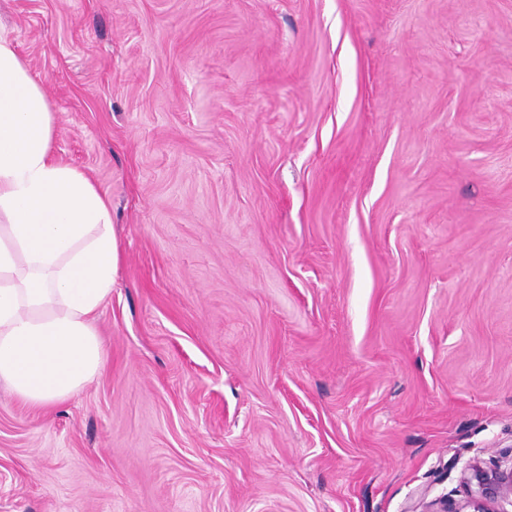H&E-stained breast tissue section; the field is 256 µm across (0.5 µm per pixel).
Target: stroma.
Segmentation results:
<instances>
[{
  "instance_id": "1",
  "label": "stroma",
  "mask_w": 512,
  "mask_h": 512,
  "mask_svg": "<svg viewBox=\"0 0 512 512\" xmlns=\"http://www.w3.org/2000/svg\"><path fill=\"white\" fill-rule=\"evenodd\" d=\"M112 203L99 376L0 385V512H423L512 466V0H0Z\"/></svg>"
}]
</instances>
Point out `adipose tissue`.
Masks as SVG:
<instances>
[{
  "instance_id": "ef3b65f1",
  "label": "adipose tissue",
  "mask_w": 512,
  "mask_h": 512,
  "mask_svg": "<svg viewBox=\"0 0 512 512\" xmlns=\"http://www.w3.org/2000/svg\"><path fill=\"white\" fill-rule=\"evenodd\" d=\"M55 124L28 62L0 37V384L35 408L101 372L94 318L118 257L111 205L57 158Z\"/></svg>"
}]
</instances>
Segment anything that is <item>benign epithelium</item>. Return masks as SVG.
<instances>
[{
  "label": "benign epithelium",
  "instance_id": "benign-epithelium-1",
  "mask_svg": "<svg viewBox=\"0 0 512 512\" xmlns=\"http://www.w3.org/2000/svg\"><path fill=\"white\" fill-rule=\"evenodd\" d=\"M462 482L467 487L463 500L446 499L431 512H507L503 504L512 505V467L488 469L476 460L464 470Z\"/></svg>",
  "mask_w": 512,
  "mask_h": 512
}]
</instances>
